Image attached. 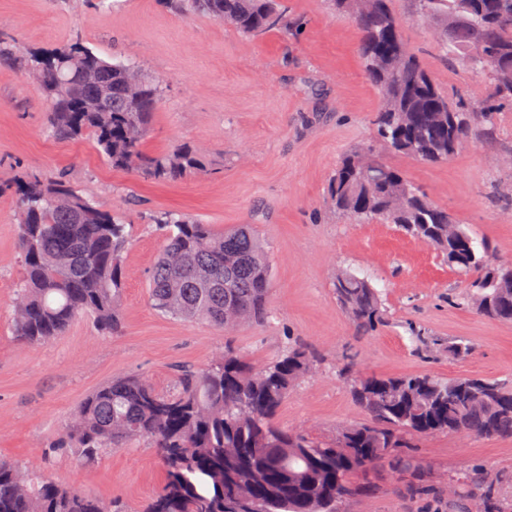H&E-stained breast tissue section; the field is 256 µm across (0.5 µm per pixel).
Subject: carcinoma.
<instances>
[{"instance_id": "carcinoma-1", "label": "carcinoma", "mask_w": 512, "mask_h": 512, "mask_svg": "<svg viewBox=\"0 0 512 512\" xmlns=\"http://www.w3.org/2000/svg\"><path fill=\"white\" fill-rule=\"evenodd\" d=\"M178 13L196 11L233 26L245 36L288 29L280 0H167ZM441 22L440 49L488 77L484 96L455 105L403 36L391 0L350 16L360 31L365 73L381 96L374 126L379 146L428 163L448 160L478 136L497 130L503 106H512V0H419ZM0 60L39 80L47 121L59 140L89 137L112 168L155 182H178L202 165L194 151L162 155L142 150L164 87L141 67L114 62L80 42L49 54L18 49L0 40ZM112 82V111L79 112L87 88L73 79L76 68ZM377 146V147H379ZM377 147L364 145L336 168L328 189L333 208L357 221L395 224L425 240L465 277L462 299L480 315L512 323V264L489 259L467 225L434 203L384 162ZM368 155L376 179L356 160ZM18 236L23 276L12 315L13 336L30 345L62 335L79 316L93 317L105 334L121 331L125 288L122 257L131 235L120 217L100 209L63 178L30 174L16 183ZM395 195L404 209L390 208ZM165 237L149 278V298L158 312L199 321L224 331L268 318L271 269L253 225L217 231L176 211L153 216ZM221 284L208 288L206 282ZM336 300L356 335L385 322L380 292L352 272L333 283ZM474 351L464 341L448 343V358ZM310 350L290 343L263 368L227 349L203 370H178L171 391L139 377H118L89 394L70 423L62 448H75L89 462L104 448L147 438L166 467L165 484L140 512H244L240 490L252 489L250 512H338L358 495L352 473L382 464L400 465L397 449L412 436L464 433L512 438V379L361 375L344 366L352 395L366 414L346 424L330 441L278 426L275 417L288 395L311 376ZM503 475L489 478L472 467L457 478L448 512H512L503 502ZM76 487L21 465L0 461V512H122Z\"/></svg>"}]
</instances>
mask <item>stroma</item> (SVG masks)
<instances>
[{
	"instance_id": "obj_1",
	"label": "stroma",
	"mask_w": 512,
	"mask_h": 512,
	"mask_svg": "<svg viewBox=\"0 0 512 512\" xmlns=\"http://www.w3.org/2000/svg\"><path fill=\"white\" fill-rule=\"evenodd\" d=\"M283 3L290 34L246 37L201 13L174 14L166 0H0V37L19 48L51 50L77 40L160 75L166 88L142 148L158 155L187 145L203 165L177 183L112 169L91 139L51 137L38 81L0 64V183L28 173L66 178L132 231L122 332L102 335L81 316L62 336L28 346L11 330L23 275L17 197L0 193V459L46 468L59 483L139 512L165 483L150 440L106 450L91 463L71 450L47 453L84 398L113 378L138 375L166 390L178 367L203 368L224 348L262 366L288 341H299L320 362L276 420L328 440L338 426L365 419L340 373L349 360L362 373L382 376H512V323L461 302V280L439 253L395 225L359 223L330 208L328 181L343 156L372 140L381 98L347 17L328 0ZM391 7L406 42L451 100H470L484 89L486 75L441 55L437 24L418 0H392ZM385 159L486 241L498 261L512 262V111L499 113L495 140L470 143L447 162L391 153ZM165 210L219 229L255 226L272 268L269 322L227 334L151 307L147 279L162 239L147 217ZM346 269L367 273L384 293L386 322L361 338L333 290L337 272ZM418 333L443 344L465 339L476 352L462 361L442 350L428 356L416 348ZM402 454L412 468L353 474L367 490L343 512H448V485L464 468L512 474V438L414 437Z\"/></svg>"
}]
</instances>
